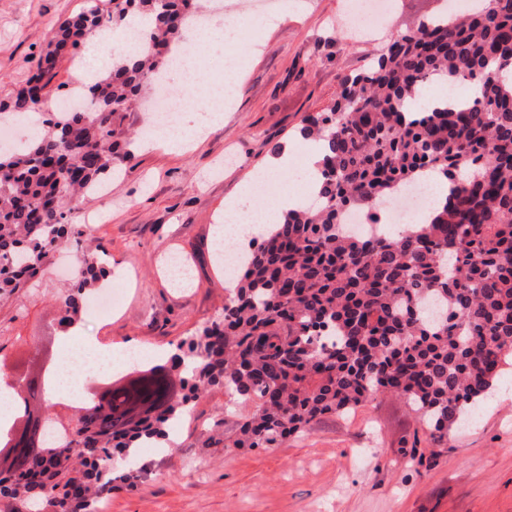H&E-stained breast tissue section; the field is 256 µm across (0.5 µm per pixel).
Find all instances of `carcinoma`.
Wrapping results in <instances>:
<instances>
[{
	"label": "carcinoma",
	"mask_w": 512,
	"mask_h": 512,
	"mask_svg": "<svg viewBox=\"0 0 512 512\" xmlns=\"http://www.w3.org/2000/svg\"><path fill=\"white\" fill-rule=\"evenodd\" d=\"M91 2L58 25L8 116L38 113L60 56L103 25L147 17V54L119 56L112 73L83 83L80 103L38 119L26 149H0V301L86 236L88 225L72 222L79 194L112 175L126 112L198 15V0H108L107 10ZM509 62L512 0L392 33L327 111L303 119L301 136L325 147L317 204L264 228L222 316L177 343L168 363L107 383L104 405L86 397L72 437L45 417L28 469L0 466V500L28 512H97L106 488L127 481L114 464L164 439L215 387L248 406L229 437L235 448H278L379 392L406 398L448 447L452 427L512 357V85L497 76ZM441 80L468 81L471 95L409 111ZM425 170L452 183L430 223L399 236L344 232L345 212L377 223L381 202ZM106 270L97 253L79 263L76 283L58 295L61 325L77 321L85 290ZM41 371L36 384L11 385L18 421L45 411L52 366Z\"/></svg>",
	"instance_id": "1"
}]
</instances>
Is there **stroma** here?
I'll return each mask as SVG.
<instances>
[{
	"label": "stroma",
	"mask_w": 512,
	"mask_h": 512,
	"mask_svg": "<svg viewBox=\"0 0 512 512\" xmlns=\"http://www.w3.org/2000/svg\"><path fill=\"white\" fill-rule=\"evenodd\" d=\"M269 26L242 24L223 54L203 44L208 76L224 75V58L242 54L237 97L194 147L180 153L146 148L149 112L123 122L131 155L107 194L87 195L79 209L105 212L91 231L111 256L103 285L123 290L110 320L83 312L86 341L167 348L224 311V272L215 227L252 174L270 168L275 147L307 150L302 119L326 111L342 77L365 67L388 41L353 36L347 0H303ZM87 0H0V105L9 104L36 68L53 30L85 10ZM60 276L0 304V319L29 345L60 349L56 294ZM244 405L223 391L200 397L171 427V448L142 455L133 484L114 482L103 512H512V400L483 402L479 420L455 427L438 447L410 404L377 395L354 411L328 417L278 448L204 447L211 429L232 435Z\"/></svg>",
	"instance_id": "stroma-1"
}]
</instances>
